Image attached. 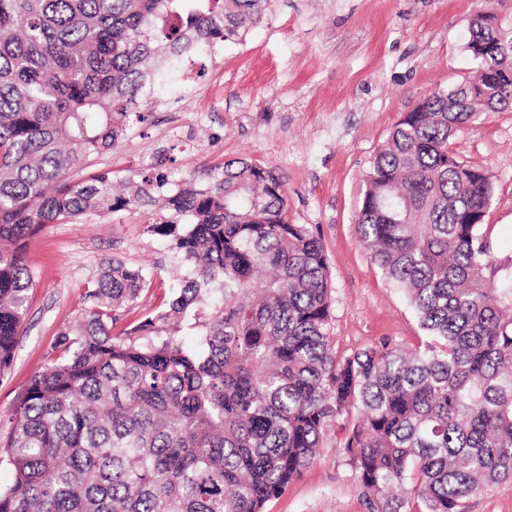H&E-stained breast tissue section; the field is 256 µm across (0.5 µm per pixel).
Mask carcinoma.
<instances>
[{
    "label": "carcinoma",
    "mask_w": 512,
    "mask_h": 512,
    "mask_svg": "<svg viewBox=\"0 0 512 512\" xmlns=\"http://www.w3.org/2000/svg\"><path fill=\"white\" fill-rule=\"evenodd\" d=\"M184 2L0 0V374L46 225L156 207L167 216L148 231L184 269L172 298L116 333L157 272L101 262L14 409L0 512H264L340 420L369 512H465L512 479V259L485 223L489 172L450 140L512 110V30L474 14L467 47L501 69L461 82L459 101L426 96L372 158L356 233L426 339L346 355L324 245L288 221L276 170L228 161L174 192L144 177L126 196L107 173L68 177L129 114L145 119L184 54L245 39L271 0Z\"/></svg>",
    "instance_id": "cac0c4a2"
}]
</instances>
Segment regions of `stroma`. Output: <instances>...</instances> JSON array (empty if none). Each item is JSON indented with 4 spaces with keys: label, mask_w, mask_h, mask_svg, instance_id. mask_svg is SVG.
<instances>
[{
    "label": "stroma",
    "mask_w": 512,
    "mask_h": 512,
    "mask_svg": "<svg viewBox=\"0 0 512 512\" xmlns=\"http://www.w3.org/2000/svg\"><path fill=\"white\" fill-rule=\"evenodd\" d=\"M512 30V0H274L245 40L182 59L184 80L158 87L144 122L130 121L91 172L117 180L165 177L170 185L243 159L285 178L288 218L307 224L327 252L335 304L331 336L349 354L388 338L409 347L424 336L403 294L391 288L359 242L355 219L365 173L403 113L430 93L474 76L466 50L476 11ZM461 160L489 170L486 221L494 252L512 256V112H491L452 141ZM152 207L50 224L33 239L38 273L10 369L0 375V443L30 379L61 329L85 306L99 262L117 257L158 276L127 323L176 292L174 257L149 224ZM329 432L309 466L265 512H368L348 458Z\"/></svg>",
    "instance_id": "35a3bbf8"
}]
</instances>
